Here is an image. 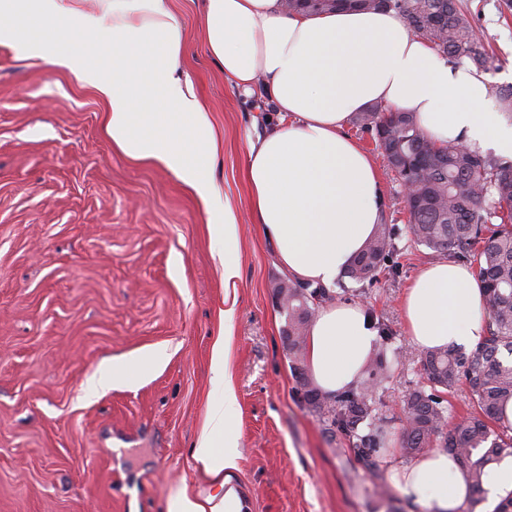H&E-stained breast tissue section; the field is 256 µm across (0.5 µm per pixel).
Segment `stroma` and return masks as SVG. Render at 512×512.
Returning <instances> with one entry per match:
<instances>
[{"instance_id":"stroma-1","label":"stroma","mask_w":512,"mask_h":512,"mask_svg":"<svg viewBox=\"0 0 512 512\" xmlns=\"http://www.w3.org/2000/svg\"><path fill=\"white\" fill-rule=\"evenodd\" d=\"M497 59L491 94L512 85V10L462 0ZM190 48L191 74L214 126L215 177L239 215L241 276L225 287L209 216L197 196L106 132V107L71 73L16 59L0 40V512H163L181 484L206 482L188 450L221 394L209 381L219 314L231 310L229 372L238 400L231 485L249 512H430L371 475L301 403L275 297L285 276L249 214L243 166L273 108L230 87L198 38L197 0H169ZM345 131L374 160L383 220L406 225L401 188L369 134ZM394 274L341 277L334 301L362 305L401 353L374 392L392 426L422 382L401 300L436 255L400 234ZM159 364L93 389L102 362Z\"/></svg>"}]
</instances>
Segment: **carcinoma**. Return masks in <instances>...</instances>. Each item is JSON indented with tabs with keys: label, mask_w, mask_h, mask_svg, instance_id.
Wrapping results in <instances>:
<instances>
[{
	"label": "carcinoma",
	"mask_w": 512,
	"mask_h": 512,
	"mask_svg": "<svg viewBox=\"0 0 512 512\" xmlns=\"http://www.w3.org/2000/svg\"><path fill=\"white\" fill-rule=\"evenodd\" d=\"M290 12H326L339 8L386 10L400 15L408 27L426 39L448 62L465 63L476 71L495 68L494 55L463 10L460 0H282ZM352 123L371 134L387 169L401 183L413 185L405 199L411 239L441 255L471 256L483 287L487 335L469 354L433 349L421 354L426 384L403 396L406 421L396 434L405 458L415 459L443 448L459 464L471 488L467 512L484 500L486 468L512 455V426L501 422L503 405L512 398V160L490 157L461 141L433 143L416 118L375 105L357 112ZM398 229L378 225L366 249L345 270L357 283H370L397 250ZM280 307L288 316L284 344L306 405L323 416L324 429L341 435L355 457L381 479L379 457L391 431L373 398L374 388L390 378L387 345L370 358L363 380L354 389L328 397L306 375L303 349L316 308L332 298L320 286L282 279L276 287ZM465 386L474 412L448 423L449 409L441 391Z\"/></svg>",
	"instance_id": "1"
}]
</instances>
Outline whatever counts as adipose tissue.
<instances>
[{
	"mask_svg": "<svg viewBox=\"0 0 512 512\" xmlns=\"http://www.w3.org/2000/svg\"><path fill=\"white\" fill-rule=\"evenodd\" d=\"M202 45L238 92L262 89L279 123L250 145L245 175L253 223L274 243L280 267L300 284L332 286L381 222L378 171L344 132L353 113L375 103L414 113L432 141L495 147L512 155V117L490 105L485 78L449 64L391 11L288 13L281 0H199ZM0 33L16 56L70 70L109 107L113 143L153 160L189 187L214 222L225 285L240 276L239 220L220 206L218 144L182 60L187 33L166 0H0ZM483 291L469 267L427 265L403 302L417 348L475 347L485 336ZM377 344L362 306L329 303L310 324L306 359L329 396L357 386ZM210 383L223 392L190 450L207 479L182 485L165 512H248L230 489L237 467L238 402L228 374V335L211 345ZM391 480L432 512H460L469 497L455 459L430 451L393 467Z\"/></svg>",
	"mask_w": 512,
	"mask_h": 512,
	"instance_id": "ef3b65f1",
	"label": "adipose tissue"
}]
</instances>
